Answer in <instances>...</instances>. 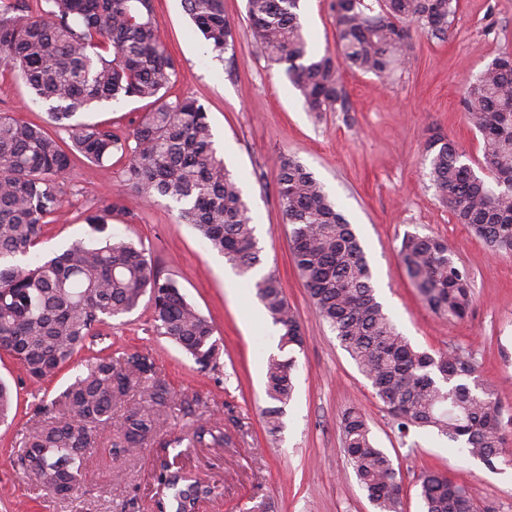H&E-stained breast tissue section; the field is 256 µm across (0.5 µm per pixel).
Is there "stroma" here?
<instances>
[{
    "instance_id": "stroma-1",
    "label": "stroma",
    "mask_w": 512,
    "mask_h": 512,
    "mask_svg": "<svg viewBox=\"0 0 512 512\" xmlns=\"http://www.w3.org/2000/svg\"><path fill=\"white\" fill-rule=\"evenodd\" d=\"M334 0H300L312 54L335 50ZM239 27L234 50L215 58L184 11L182 0H154V19L177 66L170 98L191 97L209 110L215 148L237 179L262 249L259 273L275 272L303 329L295 349V391L282 427L269 432L262 411L269 357L280 356L279 328L255 296V276L240 274L210 249L190 225L180 223L168 200L152 203L123 183L127 157L101 164L74 159L66 178L72 194L43 228L33 253L48 259L74 241L101 234L133 242L162 276L177 281L186 299L215 329L222 354L214 369H199L191 357L154 330L149 300L101 327L99 336L53 378L30 380L17 361L0 351V379L18 398L11 424H0V512H153L151 473L160 461L215 484L217 495L199 512H374L342 451L340 421L348 408L365 414L379 448L394 460L402 480L403 512H423L416 478L426 470L466 486L475 501L495 512H512V466L487 468L433 431L400 441L392 419L336 336L317 316L294 265L289 227L280 210L274 161L291 155L323 184L353 225L373 271L378 300L398 330L421 349L473 352L484 381L502 396L503 431L512 444V256L493 254L457 223L426 173V143L444 134L477 166L482 144L460 100L466 79L499 53L512 51V0H457L446 39L413 29L410 64L385 82L343 69L346 111L307 112L282 66L272 64L253 40L245 0H224ZM148 102L124 99L81 113L80 121L128 132L149 112ZM0 113L41 123L44 107L16 74L0 72ZM122 205L105 232L84 221L103 200ZM432 234L448 241L472 277L474 302L462 320L432 313L409 283L398 249L404 233ZM151 354L159 376L195 415L223 423L233 448L163 447L151 441L142 453L111 451L101 442L77 496L50 494L25 477L18 442L38 422L39 404L50 403L83 370L105 354Z\"/></svg>"
}]
</instances>
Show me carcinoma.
<instances>
[{
  "instance_id": "1",
  "label": "carcinoma",
  "mask_w": 512,
  "mask_h": 512,
  "mask_svg": "<svg viewBox=\"0 0 512 512\" xmlns=\"http://www.w3.org/2000/svg\"><path fill=\"white\" fill-rule=\"evenodd\" d=\"M197 31L221 56L235 49L237 27L224 0H184ZM338 54L314 57L300 19V0H246L252 36L267 59L285 74L307 111L345 104L340 78L346 65L379 79L413 51L410 25L443 39L453 0H335ZM0 66L17 71L51 120L69 133L65 148L45 127L0 114V350L26 375L41 381L58 373L98 327L134 311L143 297L152 304L158 333L200 367L219 357L211 321L162 277L145 249L111 236L94 244L74 242L62 253L28 261L43 226L64 203L63 175L72 156L101 164L128 156L124 182L135 196L178 205L180 221L241 274L261 263V248L242 191L217 155L207 109L194 98L167 100L176 65L154 23L153 0H0ZM148 100L146 113L122 137L111 129L75 120L78 112L119 99ZM461 105L482 141L483 178L463 162L448 137L427 145V176L440 200L496 255H512V52L504 51L468 81ZM278 199L288 224L296 268L316 313L370 382L400 439L432 429L490 469L512 458L502 433L501 394L480 379L470 354L430 353L411 344L377 300L373 272L346 217L303 164L287 155L277 162ZM118 203L90 212L86 223L105 230ZM399 258L411 285L435 314L465 319L473 284L448 243L406 233ZM256 296L280 326V348L300 347L303 331L276 276L254 281ZM293 358L266 365V424L281 427L294 393ZM142 401L125 405L129 391ZM12 387L0 381V422L8 420ZM124 407L120 448H144L175 413L179 397L158 378L153 359L139 352L95 357L75 376L20 441L25 472L48 491L71 497L90 457L107 432L112 412ZM342 450L376 512H403L400 472L376 447L365 416H342ZM199 447L232 444L224 425L192 422L182 441ZM160 494L156 512H195L216 492L186 473L161 465L152 472ZM425 512H493L450 477L424 472L417 479Z\"/></svg>"
}]
</instances>
